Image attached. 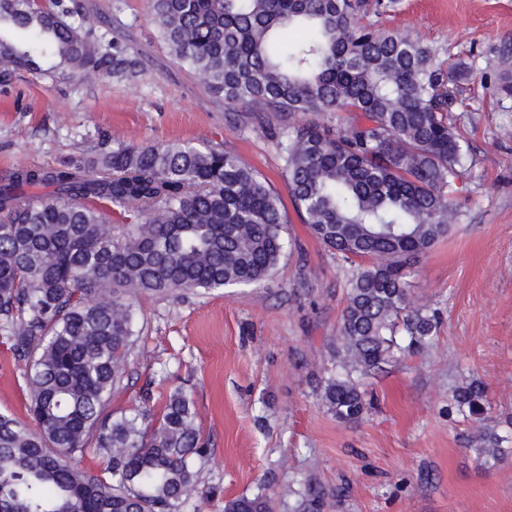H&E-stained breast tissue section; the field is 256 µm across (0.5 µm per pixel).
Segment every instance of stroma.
I'll return each instance as SVG.
<instances>
[{"mask_svg":"<svg viewBox=\"0 0 512 512\" xmlns=\"http://www.w3.org/2000/svg\"><path fill=\"white\" fill-rule=\"evenodd\" d=\"M95 33L125 38L131 78L88 81L75 71L0 73V176L16 162L49 167L134 145H219L288 185L271 135L224 104L178 62L149 0H62ZM364 23L407 31L443 62L465 63L452 123L473 151L456 184L461 220L413 266L411 295L440 316L433 347L385 364L364 381L372 403L345 424L320 394L347 303L350 262L321 245L288 210L285 253L265 282L221 292L142 293L136 341L113 415L160 411L175 388L195 402L210 451L183 512H224L261 496L269 512H512V98L493 87L512 50V0H392ZM483 382L486 427L505 435L492 466L473 451L477 425L460 415L455 386ZM30 397L0 335V411L30 420Z\"/></svg>","mask_w":512,"mask_h":512,"instance_id":"35a3bbf8","label":"stroma"}]
</instances>
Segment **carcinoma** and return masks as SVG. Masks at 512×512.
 <instances>
[{
    "label": "carcinoma",
    "instance_id": "obj_1",
    "mask_svg": "<svg viewBox=\"0 0 512 512\" xmlns=\"http://www.w3.org/2000/svg\"><path fill=\"white\" fill-rule=\"evenodd\" d=\"M175 58L229 110L303 114L276 147L302 223L357 259L321 399L359 422L371 375L434 344L436 315L411 299L408 269L458 222L456 180L468 156L448 112L456 65L408 33L361 23L367 0H151ZM136 73L123 39L95 36L79 10L0 0V70ZM355 112L345 126L315 119ZM49 192L26 196L28 188ZM118 214L121 230L107 226ZM279 194L234 153L193 142L118 144L51 168L16 163L0 185V331L26 381L35 426L0 412V512H182L206 443L180 388L162 413L112 417L134 336L130 298L252 286L284 253ZM481 423L486 390L459 389ZM474 452L496 459L499 438ZM99 471L75 460L88 449ZM224 512H267L259 497Z\"/></svg>",
    "mask_w": 512,
    "mask_h": 512
}]
</instances>
